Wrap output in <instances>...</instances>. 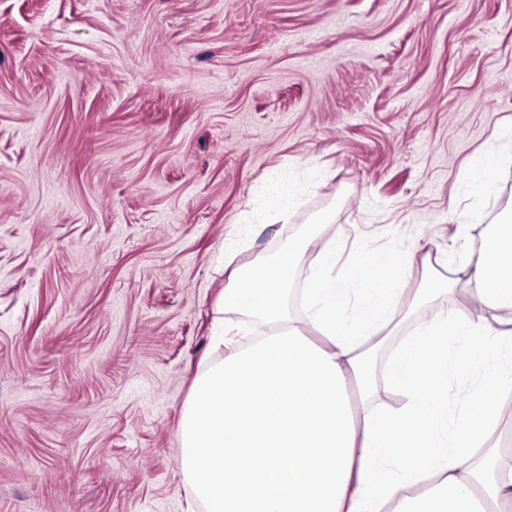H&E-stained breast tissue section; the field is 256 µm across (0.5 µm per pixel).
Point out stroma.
<instances>
[{
    "instance_id": "obj_1",
    "label": "stroma",
    "mask_w": 512,
    "mask_h": 512,
    "mask_svg": "<svg viewBox=\"0 0 512 512\" xmlns=\"http://www.w3.org/2000/svg\"><path fill=\"white\" fill-rule=\"evenodd\" d=\"M509 208L512 0H0V512H204L180 422L215 320L265 328L234 270L310 236L300 321L322 243L413 292ZM499 161L488 155L475 157L467 168V180L475 192L484 190L491 184L498 169Z\"/></svg>"
}]
</instances>
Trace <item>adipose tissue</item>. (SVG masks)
Masks as SVG:
<instances>
[{"label": "adipose tissue", "instance_id": "obj_1", "mask_svg": "<svg viewBox=\"0 0 512 512\" xmlns=\"http://www.w3.org/2000/svg\"><path fill=\"white\" fill-rule=\"evenodd\" d=\"M310 245L290 242L239 272L225 312L271 323L197 382L181 472L205 512H512V452L495 437L512 391V218L493 225L468 281L474 303L432 311L385 366L408 402L373 405L375 354L410 301L391 252L335 273L324 245L307 290L313 344L288 314ZM462 388L457 403L453 388Z\"/></svg>", "mask_w": 512, "mask_h": 512}]
</instances>
